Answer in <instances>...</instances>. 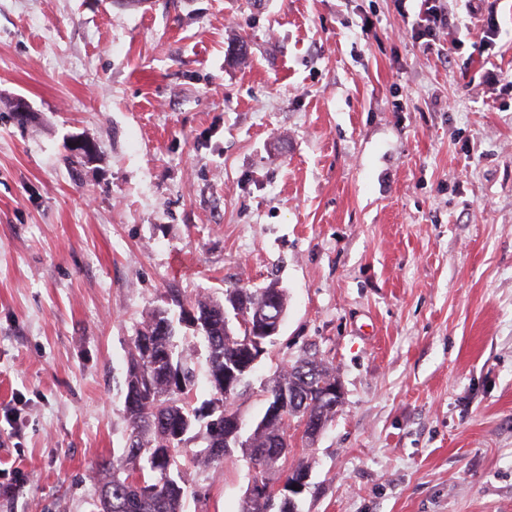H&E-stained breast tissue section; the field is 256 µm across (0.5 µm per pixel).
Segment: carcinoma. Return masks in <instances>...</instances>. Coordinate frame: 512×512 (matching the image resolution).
<instances>
[{
    "mask_svg": "<svg viewBox=\"0 0 512 512\" xmlns=\"http://www.w3.org/2000/svg\"><path fill=\"white\" fill-rule=\"evenodd\" d=\"M167 299L179 309V321L187 312L196 313L197 328L207 349V383L212 398L206 402L210 411L201 413L191 407L189 394L196 386L192 368L193 353L178 348L175 327L169 309L158 307L150 313L133 338V350L127 361L124 417L129 434L125 448L112 455L101 468L107 473L104 486L112 492V512H183L191 492L178 457L187 448L186 435L195 424L205 422L207 446L192 456V462L204 469L216 468L224 458L238 452L254 472L252 483L242 501L240 512H299L298 504H289L288 495L274 488L281 480H294L308 473L300 460L284 469L282 459L288 450L287 433L280 422L253 425L239 438L224 437V408L250 386L224 387V378L250 377L255 367L242 350L238 338L247 335V325L256 311L266 306L267 290L224 289V302L209 296L185 300L173 288ZM335 374L321 359H303L277 375L266 387L273 396L285 391L298 397L288 415L300 419L303 437L313 439L314 424L325 428L336 410L321 398L322 388Z\"/></svg>",
    "mask_w": 512,
    "mask_h": 512,
    "instance_id": "1",
    "label": "carcinoma"
}]
</instances>
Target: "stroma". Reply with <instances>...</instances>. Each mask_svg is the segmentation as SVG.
Wrapping results in <instances>:
<instances>
[{"label":"stroma","instance_id":"stroma-1","mask_svg":"<svg viewBox=\"0 0 512 512\" xmlns=\"http://www.w3.org/2000/svg\"><path fill=\"white\" fill-rule=\"evenodd\" d=\"M0 0V512H92L165 290L277 285L233 402L310 353L344 398L301 512H512V0ZM246 43L247 54L236 48ZM27 101L25 122L14 117ZM95 145L72 166L74 139ZM182 467L185 512L251 472ZM420 25L415 28L414 37L419 40L426 39L423 43L424 49H432L436 30L447 25L448 12L445 7L447 0H421Z\"/></svg>","mask_w":512,"mask_h":512}]
</instances>
